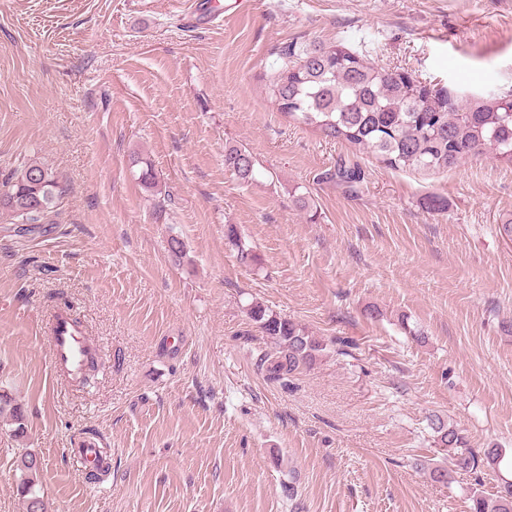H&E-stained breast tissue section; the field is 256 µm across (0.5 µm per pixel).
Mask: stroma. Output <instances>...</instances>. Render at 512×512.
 <instances>
[{
  "label": "stroma",
  "instance_id": "stroma-1",
  "mask_svg": "<svg viewBox=\"0 0 512 512\" xmlns=\"http://www.w3.org/2000/svg\"><path fill=\"white\" fill-rule=\"evenodd\" d=\"M188 8L0 0V173L37 160L66 188L58 223H0V392L25 416L20 438L0 416V512H26L24 449L46 463L47 512H469L470 488L512 469L435 481L429 418L512 457V166L390 169L285 116L267 83L297 41L461 91L512 86V0H246L205 29ZM230 143L253 180L225 169ZM352 160L349 185L334 172ZM253 300L348 354L268 380ZM63 302L101 349L81 391L49 365ZM91 438L111 459L97 483L72 453ZM255 161L249 151L237 145L224 151V167L237 179L248 182L254 176Z\"/></svg>",
  "mask_w": 512,
  "mask_h": 512
}]
</instances>
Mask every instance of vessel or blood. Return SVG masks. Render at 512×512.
Returning a JSON list of instances; mask_svg holds the SVG:
<instances>
[{"instance_id":"obj_1","label":"vessel or blood","mask_w":512,"mask_h":512,"mask_svg":"<svg viewBox=\"0 0 512 512\" xmlns=\"http://www.w3.org/2000/svg\"><path fill=\"white\" fill-rule=\"evenodd\" d=\"M47 352L53 375L78 386L97 358L98 345L86 335L75 315L61 308L52 317Z\"/></svg>"}]
</instances>
